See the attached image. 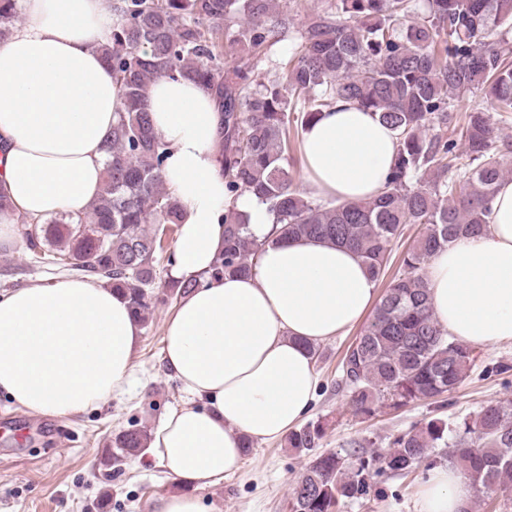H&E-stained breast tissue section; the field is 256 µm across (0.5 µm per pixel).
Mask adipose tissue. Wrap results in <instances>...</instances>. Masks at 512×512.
I'll use <instances>...</instances> for the list:
<instances>
[{"instance_id": "ef3b65f1", "label": "adipose tissue", "mask_w": 512, "mask_h": 512, "mask_svg": "<svg viewBox=\"0 0 512 512\" xmlns=\"http://www.w3.org/2000/svg\"><path fill=\"white\" fill-rule=\"evenodd\" d=\"M25 22L0 42V187L34 221L84 212L98 196L105 139L122 110L103 58L112 0H20ZM168 146L163 179L181 206L172 281L199 279L163 324V362L186 401L154 429L150 455L184 492L153 512H209L199 492L243 461L246 443L281 439L311 408L313 345L359 324L377 283L353 250L288 239L253 274L213 280L226 205L222 115L196 82L163 78L147 94ZM396 139L371 113L339 101L303 136L306 178L337 201L378 196ZM487 233L436 252L423 275L434 317L466 346L512 342V181L497 186ZM142 328L101 282L61 279L0 298V391L31 415L68 417L125 395ZM453 464L431 470L416 512H465Z\"/></svg>"}]
</instances>
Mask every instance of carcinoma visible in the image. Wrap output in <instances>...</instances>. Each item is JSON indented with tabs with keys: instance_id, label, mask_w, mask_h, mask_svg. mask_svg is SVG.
<instances>
[{
	"instance_id": "carcinoma-1",
	"label": "carcinoma",
	"mask_w": 512,
	"mask_h": 512,
	"mask_svg": "<svg viewBox=\"0 0 512 512\" xmlns=\"http://www.w3.org/2000/svg\"><path fill=\"white\" fill-rule=\"evenodd\" d=\"M19 0H0V40L19 18ZM116 22L103 54L121 84L123 110L105 140L103 190L89 210L24 224L35 262L48 271L92 277L123 290L141 324L158 303L154 291L163 242L180 226V209L165 186L167 145L153 130L147 87L181 75L214 95L223 112L220 152L224 192V252L211 278L248 276L269 242L313 238L357 251L375 278L384 275L391 245L405 225L423 231L404 252L397 274L342 358L341 383L352 410L444 398L468 376L472 350L442 332L422 270L434 252L485 230L484 214L499 181L512 174V141L493 116L465 113L464 150L445 137L458 123L450 100L485 90L498 112H512V0H331L301 28L278 79L262 84L253 69L224 70V47L255 57L293 28L277 0H113ZM343 99L371 112L396 135V156L385 191L372 200L321 203L295 187L288 169L291 132L305 128ZM467 159L461 163V159ZM254 194L272 216V234L255 238L233 202ZM199 280L167 283L176 299ZM322 426L307 423L285 438L299 452L317 447ZM148 436L117 433L109 459L136 455ZM354 450L319 454L288 494L292 512H341L365 499L373 476L408 474L447 458L475 497L512 487V400L495 401L471 418L433 416L393 436L385 449L371 439ZM371 448L367 454L363 449Z\"/></svg>"
}]
</instances>
